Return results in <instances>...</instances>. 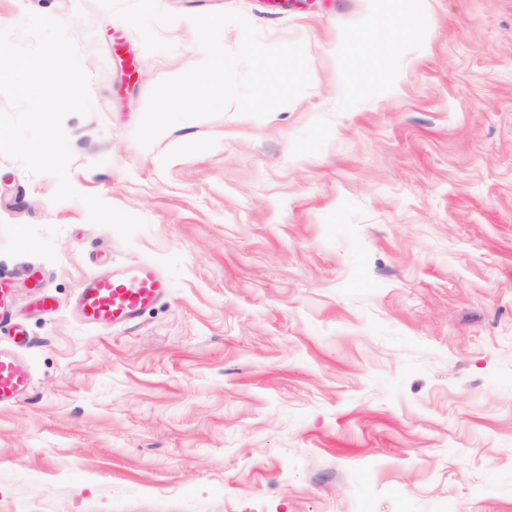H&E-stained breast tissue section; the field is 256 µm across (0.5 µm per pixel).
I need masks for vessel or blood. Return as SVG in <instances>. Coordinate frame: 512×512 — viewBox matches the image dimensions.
I'll list each match as a JSON object with an SVG mask.
<instances>
[{"mask_svg":"<svg viewBox=\"0 0 512 512\" xmlns=\"http://www.w3.org/2000/svg\"><path fill=\"white\" fill-rule=\"evenodd\" d=\"M167 293V284L153 265L140 263L121 272L94 273L86 278L77 296L82 323L90 327L126 325L157 304ZM26 343L17 332L13 345L0 348V407H10L32 387V375L17 354Z\"/></svg>","mask_w":512,"mask_h":512,"instance_id":"b4317fda","label":"vessel or blood"}]
</instances>
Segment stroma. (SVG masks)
<instances>
[{
  "label": "stroma",
  "instance_id": "stroma-1",
  "mask_svg": "<svg viewBox=\"0 0 512 512\" xmlns=\"http://www.w3.org/2000/svg\"><path fill=\"white\" fill-rule=\"evenodd\" d=\"M230 10L303 43L309 87L140 146L204 57L192 16ZM30 13L65 18L93 112L63 121L77 198L0 155L34 379L0 408V512H512V0H0V28ZM105 263L165 298L84 326Z\"/></svg>",
  "mask_w": 512,
  "mask_h": 512
}]
</instances>
